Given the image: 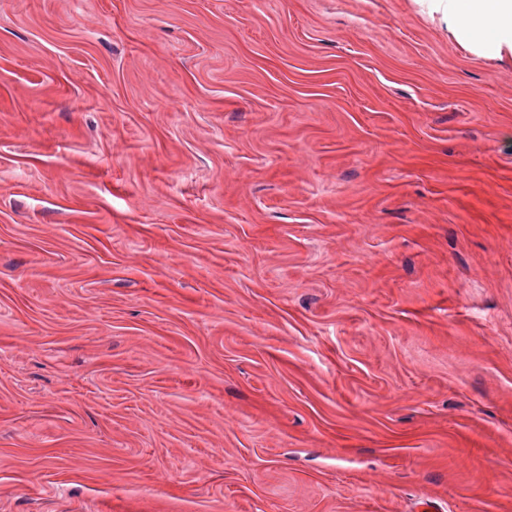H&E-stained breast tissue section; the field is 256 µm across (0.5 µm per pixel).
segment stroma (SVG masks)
<instances>
[{"instance_id": "35a3bbf8", "label": "stroma", "mask_w": 512, "mask_h": 512, "mask_svg": "<svg viewBox=\"0 0 512 512\" xmlns=\"http://www.w3.org/2000/svg\"><path fill=\"white\" fill-rule=\"evenodd\" d=\"M512 512V64L412 0H0V512Z\"/></svg>"}]
</instances>
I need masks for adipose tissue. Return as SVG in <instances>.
Here are the masks:
<instances>
[{"label":"adipose tissue","instance_id":"obj_1","mask_svg":"<svg viewBox=\"0 0 512 512\" xmlns=\"http://www.w3.org/2000/svg\"><path fill=\"white\" fill-rule=\"evenodd\" d=\"M467 53L512 60V0H415Z\"/></svg>","mask_w":512,"mask_h":512}]
</instances>
